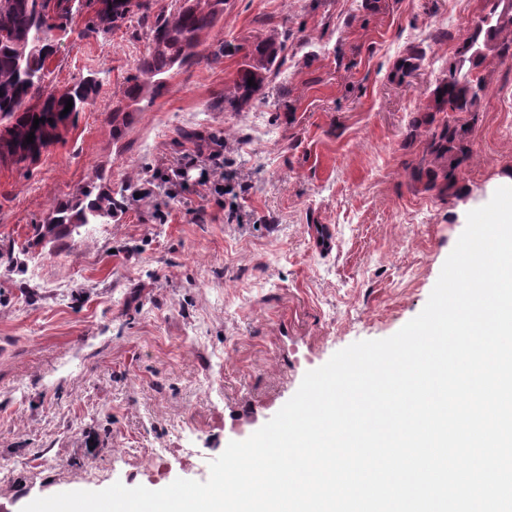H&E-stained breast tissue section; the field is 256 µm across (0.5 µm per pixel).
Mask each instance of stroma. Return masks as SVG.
I'll return each instance as SVG.
<instances>
[{"instance_id":"1","label":"stroma","mask_w":512,"mask_h":512,"mask_svg":"<svg viewBox=\"0 0 512 512\" xmlns=\"http://www.w3.org/2000/svg\"><path fill=\"white\" fill-rule=\"evenodd\" d=\"M484 14L483 0H227L209 50L290 32L260 103L225 111L241 58H203L119 140L112 107L146 39L59 41L54 85L99 88L34 163H0V512L117 482L206 481L306 372L423 310L467 213L512 186V62L483 70L466 193L411 176L425 95ZM413 47L420 68L398 83ZM213 139L227 191H161L164 163ZM97 170L116 186L138 175L145 197L13 272L4 252Z\"/></svg>"}]
</instances>
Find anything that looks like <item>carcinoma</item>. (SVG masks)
<instances>
[{"instance_id":"1","label":"carcinoma","mask_w":512,"mask_h":512,"mask_svg":"<svg viewBox=\"0 0 512 512\" xmlns=\"http://www.w3.org/2000/svg\"><path fill=\"white\" fill-rule=\"evenodd\" d=\"M69 0H0V162L14 165L32 163L42 151L61 139L75 125L79 113L92 104L97 82L82 79L59 89L50 75L56 53L57 33L76 34L79 39L105 40L130 28L132 36L144 35L146 52L137 60L112 107V139L123 137L133 113L141 103L159 96L171 74L200 56L212 30L224 21L226 0H174L168 10L155 9L157 0H116L106 7L100 0H85L89 18L80 30L72 28ZM484 25L463 37L454 54L445 60L441 77L427 94L415 120L425 126L424 142L412 166L413 179L426 191L460 196L461 171L471 153V134L478 117V104L486 85L481 68L488 56L501 63L512 62V0H485ZM288 30L273 29L248 45L226 42L220 55L242 54L236 77L224 84V111L244 112L254 106L263 90L278 72L288 41ZM421 51L412 49L397 63L395 76L403 82L420 67ZM254 85H248V79ZM73 106L62 114L67 100ZM445 117L435 120V114ZM46 121L33 128L34 118ZM33 142H25L29 133ZM97 175L71 198L52 206L43 223L33 226L32 236L17 255H10L14 271L24 273L30 253L38 247H58L81 235L88 224H105L124 209L136 192L137 176L130 175L118 186L101 182Z\"/></svg>"}]
</instances>
